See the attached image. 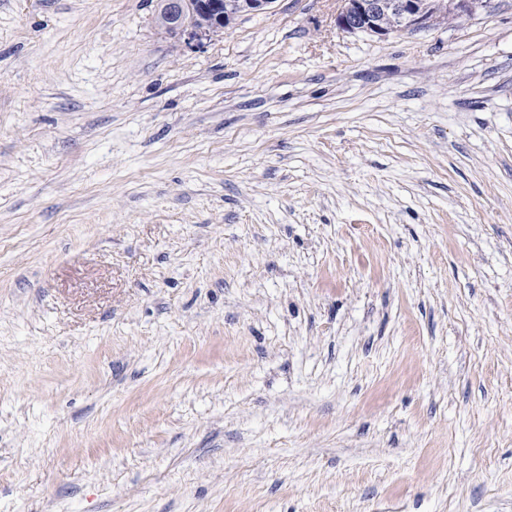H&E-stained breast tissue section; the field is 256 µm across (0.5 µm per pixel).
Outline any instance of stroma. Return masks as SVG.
Masks as SVG:
<instances>
[{"label":"stroma","instance_id":"stroma-1","mask_svg":"<svg viewBox=\"0 0 512 512\" xmlns=\"http://www.w3.org/2000/svg\"><path fill=\"white\" fill-rule=\"evenodd\" d=\"M0 0V512H512V0ZM164 27L190 45L212 32L223 30L242 13L264 11L273 0H195L202 13L210 17L209 28H195L184 20L187 6L192 0H164ZM336 25L345 33L364 32L381 37L393 33L451 23L472 15L487 0H341ZM456 15V16H453ZM448 16H452L449 17Z\"/></svg>","mask_w":512,"mask_h":512}]
</instances>
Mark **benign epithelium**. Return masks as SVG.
<instances>
[{
	"mask_svg": "<svg viewBox=\"0 0 512 512\" xmlns=\"http://www.w3.org/2000/svg\"><path fill=\"white\" fill-rule=\"evenodd\" d=\"M191 0H165L164 27L189 45L230 25L242 13L264 11L273 0H198V9L209 15L207 28L184 20ZM336 25L345 33L364 32L381 37L427 28L453 15H471L487 0H341Z\"/></svg>",
	"mask_w": 512,
	"mask_h": 512,
	"instance_id": "benign-epithelium-1",
	"label": "benign epithelium"
}]
</instances>
